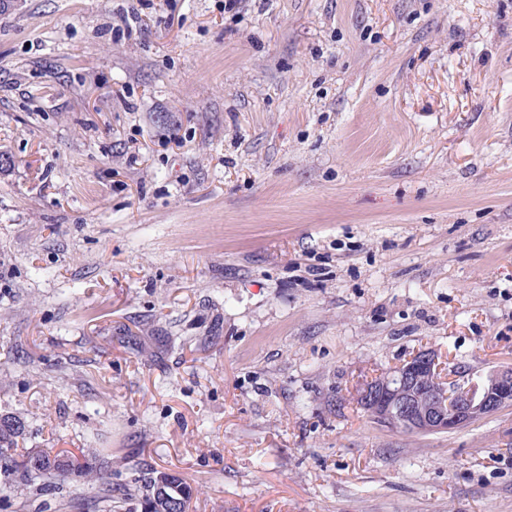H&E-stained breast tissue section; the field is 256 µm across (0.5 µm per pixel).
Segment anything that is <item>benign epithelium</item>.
<instances>
[{
  "label": "benign epithelium",
  "mask_w": 512,
  "mask_h": 512,
  "mask_svg": "<svg viewBox=\"0 0 512 512\" xmlns=\"http://www.w3.org/2000/svg\"><path fill=\"white\" fill-rule=\"evenodd\" d=\"M356 401L383 426L447 433L512 407V368L479 381H462L454 368L424 350L364 383Z\"/></svg>",
  "instance_id": "benign-epithelium-1"
}]
</instances>
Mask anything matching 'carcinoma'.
<instances>
[{
	"label": "carcinoma",
	"instance_id": "carcinoma-1",
	"mask_svg": "<svg viewBox=\"0 0 512 512\" xmlns=\"http://www.w3.org/2000/svg\"><path fill=\"white\" fill-rule=\"evenodd\" d=\"M23 433L22 424H14L9 417H0V489L16 483L33 485L41 491L58 490L71 476L84 480L95 490L88 507L94 512H121L132 493L124 486H112V478L104 477L101 463L93 461L85 453L69 450L28 449L17 452L18 438ZM67 469L55 472L61 463ZM193 489L178 476L156 470L146 480L138 499L141 512H160L162 500L171 504V512H190Z\"/></svg>",
	"mask_w": 512,
	"mask_h": 512
}]
</instances>
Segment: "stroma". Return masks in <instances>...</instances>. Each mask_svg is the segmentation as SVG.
<instances>
[{"label":"stroma","instance_id":"obj_1","mask_svg":"<svg viewBox=\"0 0 512 512\" xmlns=\"http://www.w3.org/2000/svg\"><path fill=\"white\" fill-rule=\"evenodd\" d=\"M512 366V0H24L0 15V416L190 512H512V408L356 403ZM90 486L0 490L61 512ZM430 377L433 386L425 383ZM457 377L453 367L424 350L364 383L356 401L380 425L422 434L447 433L512 407V368L479 381ZM162 476H168L165 482H161ZM193 489L182 479L172 473L156 470L146 480L139 502L141 512H160L159 503L167 497V505L172 503L171 512H190L193 498Z\"/></svg>","mask_w":512,"mask_h":512}]
</instances>
